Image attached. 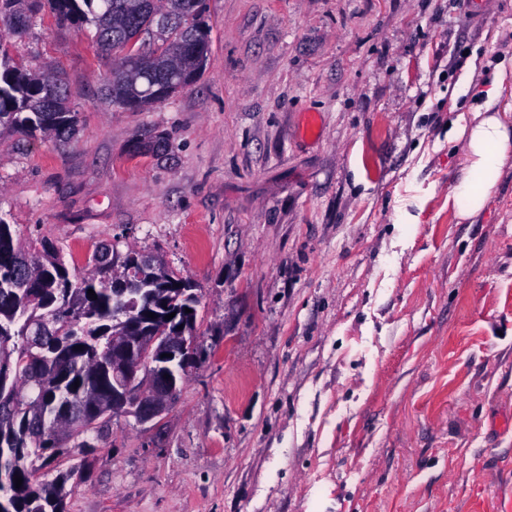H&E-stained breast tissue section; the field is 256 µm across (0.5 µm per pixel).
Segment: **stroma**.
Returning a JSON list of instances; mask_svg holds the SVG:
<instances>
[{
  "instance_id": "1",
  "label": "stroma",
  "mask_w": 512,
  "mask_h": 512,
  "mask_svg": "<svg viewBox=\"0 0 512 512\" xmlns=\"http://www.w3.org/2000/svg\"><path fill=\"white\" fill-rule=\"evenodd\" d=\"M205 6L202 77L141 111L89 32L0 25L80 120L0 133V217L201 294L205 361L158 424L112 419L68 512H512V158L474 222L448 203L512 0Z\"/></svg>"
}]
</instances>
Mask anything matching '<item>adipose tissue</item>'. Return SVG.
I'll list each match as a JSON object with an SVG mask.
<instances>
[{
    "label": "adipose tissue",
    "instance_id": "ef3b65f1",
    "mask_svg": "<svg viewBox=\"0 0 512 512\" xmlns=\"http://www.w3.org/2000/svg\"><path fill=\"white\" fill-rule=\"evenodd\" d=\"M504 72H497L480 103L473 107L470 122L453 123L452 140L463 142V176L448 195L458 218L480 215L500 182L508 155L512 154V126L504 120L507 111L501 101Z\"/></svg>",
    "mask_w": 512,
    "mask_h": 512
}]
</instances>
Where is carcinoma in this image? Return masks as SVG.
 I'll use <instances>...</instances> for the list:
<instances>
[{"instance_id": "obj_1", "label": "carcinoma", "mask_w": 512, "mask_h": 512, "mask_svg": "<svg viewBox=\"0 0 512 512\" xmlns=\"http://www.w3.org/2000/svg\"><path fill=\"white\" fill-rule=\"evenodd\" d=\"M203 3L0 0V22L28 30L47 8L78 30H94L101 50L121 55L110 102L140 110L167 99L180 78L202 73L209 53ZM70 97L65 83L24 71L0 43V131L72 138L78 113ZM196 291L191 278L157 266L155 257H121L110 244L78 276L55 243L44 240L31 251L0 218V465L10 469L0 512H66V483L92 462L84 456L52 478L43 469L67 448L95 447L112 420V397L124 381L112 370L114 337L196 335ZM30 324L48 328L44 347L31 345Z\"/></svg>"}]
</instances>
